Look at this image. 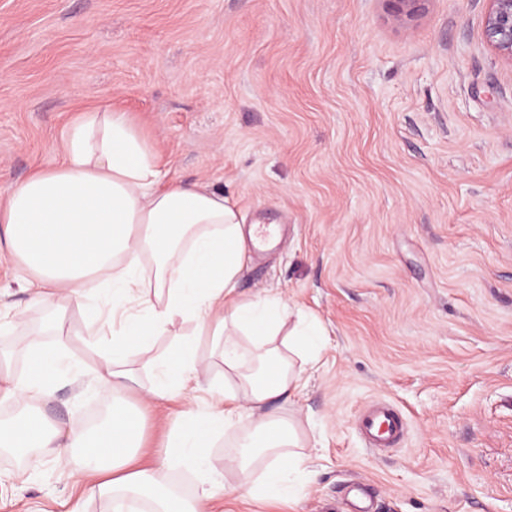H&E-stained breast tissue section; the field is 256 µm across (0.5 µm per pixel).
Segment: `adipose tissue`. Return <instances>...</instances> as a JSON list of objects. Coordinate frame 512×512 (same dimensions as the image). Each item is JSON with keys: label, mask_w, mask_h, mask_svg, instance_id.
<instances>
[{"label": "adipose tissue", "mask_w": 512, "mask_h": 512, "mask_svg": "<svg viewBox=\"0 0 512 512\" xmlns=\"http://www.w3.org/2000/svg\"><path fill=\"white\" fill-rule=\"evenodd\" d=\"M257 233L243 228L234 204L208 183L170 180L128 113L94 109L74 121L58 164L0 190V254L26 274L34 305H52L48 326L59 337L66 334L64 304L92 283L108 286L111 309L93 318L85 342L97 354L94 378L112 408L88 432L29 412L30 402L51 396L62 358L60 348L28 341L30 376L15 377L10 358L0 355V396L20 408L0 421V449H51L71 476L96 477L98 489L119 502L147 498L157 512H209L220 488L265 501L292 498L305 461L302 430L280 406L302 391L305 372L318 362L311 338L319 330L284 294L238 292L247 240ZM178 321L194 322L193 337L175 335L162 380L143 387L131 355H150L155 336ZM199 336L212 337L224 365V405L186 410L187 425L171 429L151 467H139L143 425L127 399L138 395L147 407L206 378ZM236 425L241 433L224 458L236 482L223 487L210 444ZM260 454L267 463L258 478L251 463ZM175 468L198 475L193 498L172 488Z\"/></svg>", "instance_id": "ef3b65f1"}]
</instances>
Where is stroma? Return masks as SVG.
Segmentation results:
<instances>
[{
    "label": "stroma",
    "mask_w": 512,
    "mask_h": 512,
    "mask_svg": "<svg viewBox=\"0 0 512 512\" xmlns=\"http://www.w3.org/2000/svg\"><path fill=\"white\" fill-rule=\"evenodd\" d=\"M487 0H0V186L53 165L81 111L129 112L170 177L207 181L245 224L286 232L250 253L241 292H281L319 322V362L287 408L313 480L292 500L218 495L214 512H512V63L484 36ZM108 297L65 307L66 370L39 407L78 428L104 394L77 338ZM11 369L48 314L0 263ZM206 385L145 410L141 466ZM377 402L403 440L370 448ZM55 461L0 456V512H113Z\"/></svg>",
    "instance_id": "35a3bbf8"
}]
</instances>
